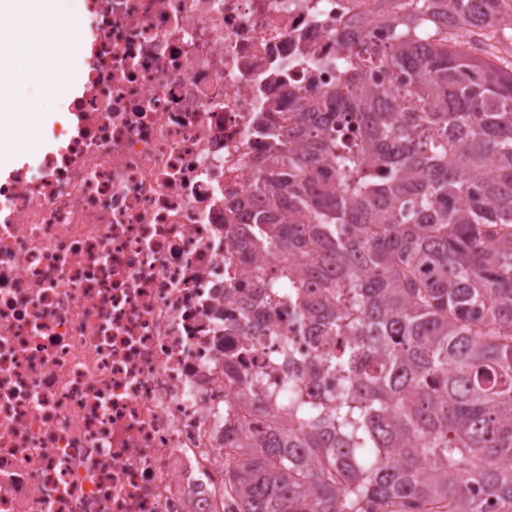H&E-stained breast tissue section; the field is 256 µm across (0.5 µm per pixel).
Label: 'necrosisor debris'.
<instances>
[{"label":"necrosis or debris","mask_w":512,"mask_h":512,"mask_svg":"<svg viewBox=\"0 0 512 512\" xmlns=\"http://www.w3.org/2000/svg\"><path fill=\"white\" fill-rule=\"evenodd\" d=\"M389 0H85L84 82L0 177V512H236L225 449L311 370L313 325L235 212L287 90L343 76ZM299 350L279 355L281 337Z\"/></svg>","instance_id":"necrosis-or-debris-1"}]
</instances>
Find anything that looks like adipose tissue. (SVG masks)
Here are the masks:
<instances>
[{
    "label": "adipose tissue",
    "mask_w": 512,
    "mask_h": 512,
    "mask_svg": "<svg viewBox=\"0 0 512 512\" xmlns=\"http://www.w3.org/2000/svg\"><path fill=\"white\" fill-rule=\"evenodd\" d=\"M8 13L6 35H0V89L14 86L21 64L49 71L58 62L59 37L64 28L56 0H0Z\"/></svg>",
    "instance_id": "adipose-tissue-1"
}]
</instances>
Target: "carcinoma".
I'll list each match as a JSON object with an SVG mask.
<instances>
[{
    "label": "carcinoma",
    "mask_w": 512,
    "mask_h": 512,
    "mask_svg": "<svg viewBox=\"0 0 512 512\" xmlns=\"http://www.w3.org/2000/svg\"><path fill=\"white\" fill-rule=\"evenodd\" d=\"M471 32L427 37L382 18L339 35L350 63L283 131L261 116L251 244L279 278L321 288L316 362L337 391H280L271 432L231 448L239 512H512V67L474 53L482 26L512 31L502 0H440ZM372 70L406 76L386 93ZM367 153L375 164L366 167Z\"/></svg>",
    "instance_id": "obj_1"
}]
</instances>
